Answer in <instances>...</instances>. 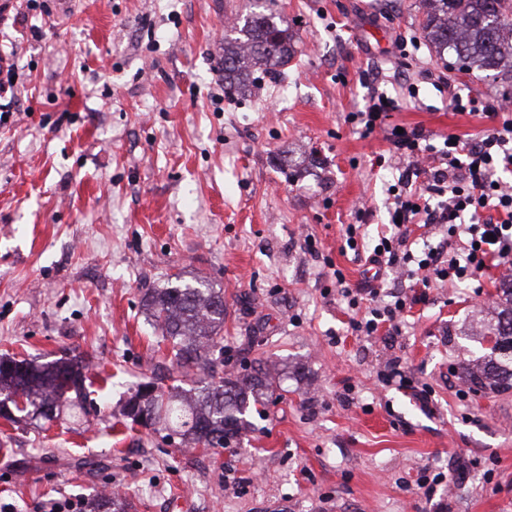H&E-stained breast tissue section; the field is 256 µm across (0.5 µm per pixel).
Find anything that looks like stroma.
Here are the masks:
<instances>
[{
  "mask_svg": "<svg viewBox=\"0 0 512 512\" xmlns=\"http://www.w3.org/2000/svg\"><path fill=\"white\" fill-rule=\"evenodd\" d=\"M11 3L0 354L81 356L92 384L81 413L0 421V512L105 490L131 512H512V389L461 374L484 353L477 310L512 268L431 281L389 336L352 330L370 304L349 306L333 276L354 288L378 274L382 305L414 287L401 267L379 272L343 248L353 223L374 240L399 175L374 164L384 131L363 135L349 113L384 94L400 102L391 124L467 142L493 129L480 107L512 99V73L451 70L426 47L400 57L398 42L421 35L418 0H277L297 54L230 100L216 56L247 0H78L63 18ZM455 93L476 111H453ZM177 273L224 296L217 375L274 371L225 448L181 447L122 412L130 388L171 366L143 300ZM392 362L430 387L429 407L382 383ZM462 461L474 464L463 479ZM426 471L444 477L429 496Z\"/></svg>",
  "mask_w": 512,
  "mask_h": 512,
  "instance_id": "stroma-1",
  "label": "stroma"
}]
</instances>
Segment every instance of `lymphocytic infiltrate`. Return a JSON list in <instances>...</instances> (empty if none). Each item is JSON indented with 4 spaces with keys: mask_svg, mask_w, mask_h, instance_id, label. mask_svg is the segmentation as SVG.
<instances>
[{
    "mask_svg": "<svg viewBox=\"0 0 512 512\" xmlns=\"http://www.w3.org/2000/svg\"><path fill=\"white\" fill-rule=\"evenodd\" d=\"M398 103L374 95L364 111L348 121L363 134L386 128L393 157L406 160L396 184L388 189L390 219L404 224L438 225L446 236L438 246L413 252L408 235L392 231L379 236L370 262L376 266L406 264L408 278L463 282L492 266L512 263V184L500 181L512 172V120L500 118L503 105L488 102L484 115L500 120V128L469 142L443 139L425 142L414 129L397 131L386 122ZM426 293L396 294L393 303L375 307L368 318L353 321L356 332L374 335L383 324H396L414 305L426 302Z\"/></svg>",
    "mask_w": 512,
    "mask_h": 512,
    "instance_id": "lymphocytic-infiltrate-1",
    "label": "lymphocytic infiltrate"
}]
</instances>
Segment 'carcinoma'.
<instances>
[{"label": "carcinoma", "instance_id": "cac0c4a2", "mask_svg": "<svg viewBox=\"0 0 512 512\" xmlns=\"http://www.w3.org/2000/svg\"><path fill=\"white\" fill-rule=\"evenodd\" d=\"M422 29L438 54L453 53L460 71H493L512 67V0H424ZM295 57L294 34L288 21L251 7L236 36L224 38L219 72L224 95H244L258 71L268 75ZM507 308L483 327L495 345L487 361L467 370L480 389H512V287L502 289ZM152 326L172 345V363L178 370L207 363L214 335L224 325V297L197 280L155 290L145 296ZM85 366L78 359L36 364L26 358L0 356V417L15 421L13 411L28 408L45 420L56 417L61 403L86 399ZM268 371L226 375L218 381L200 380L187 395L173 386L165 390L152 382L138 384L124 405V414L140 417L146 428L161 427L205 448H225L245 430L243 416L250 402L267 390ZM93 512H125L118 498L101 497Z\"/></svg>", "mask_w": 512, "mask_h": 512}]
</instances>
